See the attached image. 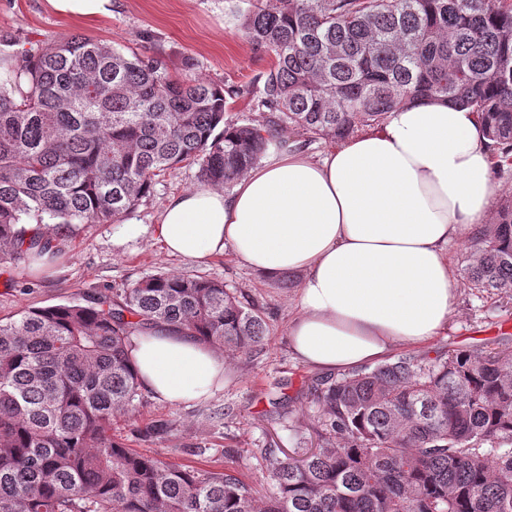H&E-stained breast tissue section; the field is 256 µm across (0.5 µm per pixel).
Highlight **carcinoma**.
<instances>
[{"label": "carcinoma", "mask_w": 512, "mask_h": 512, "mask_svg": "<svg viewBox=\"0 0 512 512\" xmlns=\"http://www.w3.org/2000/svg\"><path fill=\"white\" fill-rule=\"evenodd\" d=\"M274 56L257 107L164 60L74 35L0 70V261L61 252L83 224L131 213L156 177L193 161L230 189L273 133L345 140L424 98L477 112L493 169L512 165V0H262L238 13ZM55 224L45 238L29 224ZM512 293V199L478 227L462 268ZM167 325L248 355L260 311L224 284L148 276L89 305L0 321V512H512V352L405 356L313 386L322 445L264 452L271 496L225 470L171 465L112 438L142 401L130 337Z\"/></svg>", "instance_id": "obj_1"}]
</instances>
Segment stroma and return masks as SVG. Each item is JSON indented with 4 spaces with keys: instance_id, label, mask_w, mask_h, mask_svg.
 <instances>
[{
    "instance_id": "35a3bbf8",
    "label": "stroma",
    "mask_w": 512,
    "mask_h": 512,
    "mask_svg": "<svg viewBox=\"0 0 512 512\" xmlns=\"http://www.w3.org/2000/svg\"><path fill=\"white\" fill-rule=\"evenodd\" d=\"M241 5V0H112L110 16L85 21L57 15L46 0H0V52L73 34L145 51L173 72L222 88L234 118L261 124L268 115L255 103L272 58L239 32L235 13ZM188 59L194 63L189 70L183 67ZM202 185L198 165L179 164L156 178L125 220L81 225L63 241L62 254L48 271L34 273L23 260L0 263V320L72 301L87 305L99 292L132 286L158 272L199 276L236 291L264 316L266 334L257 353L228 357L231 378L200 402L172 403L146 394L135 411L114 419L112 434L128 448L171 464L235 471L267 496L273 487L261 451L271 446L291 455L317 447L312 386L328 374L297 360L290 348L288 323L298 311L301 275L271 281L229 251L204 264L166 252L155 232L165 203ZM129 224L137 226V235L126 234ZM488 344L512 350V296L490 298L462 284L447 330L425 345L398 347L393 355L476 353Z\"/></svg>"
}]
</instances>
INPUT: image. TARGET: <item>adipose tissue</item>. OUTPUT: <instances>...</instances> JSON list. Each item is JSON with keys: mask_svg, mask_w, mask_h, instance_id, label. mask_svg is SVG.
I'll use <instances>...</instances> for the list:
<instances>
[{"mask_svg": "<svg viewBox=\"0 0 512 512\" xmlns=\"http://www.w3.org/2000/svg\"><path fill=\"white\" fill-rule=\"evenodd\" d=\"M488 145L475 112L421 100L322 157L290 145L231 191L172 196L156 232L181 259L229 248L268 279L302 274L288 327L296 358L357 369L446 329L457 302L448 245L494 215ZM129 353L142 386L169 402L224 384L223 353L179 332L135 334Z\"/></svg>", "mask_w": 512, "mask_h": 512, "instance_id": "obj_1", "label": "adipose tissue"}]
</instances>
